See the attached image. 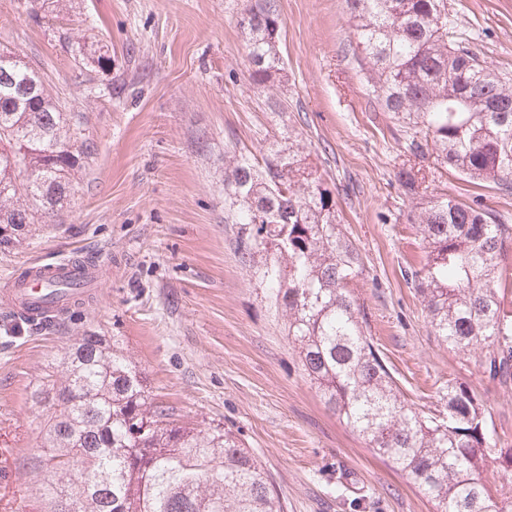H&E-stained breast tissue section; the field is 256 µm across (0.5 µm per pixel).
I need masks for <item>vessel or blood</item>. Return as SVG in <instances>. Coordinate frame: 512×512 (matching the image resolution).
Wrapping results in <instances>:
<instances>
[{
	"instance_id": "1",
	"label": "vessel or blood",
	"mask_w": 512,
	"mask_h": 512,
	"mask_svg": "<svg viewBox=\"0 0 512 512\" xmlns=\"http://www.w3.org/2000/svg\"><path fill=\"white\" fill-rule=\"evenodd\" d=\"M62 274L72 277L75 287L50 288V280ZM97 279V270L91 265L78 268L64 261L54 266H34L11 279L6 301L13 315L23 317L48 307L63 309L69 307L77 295L92 291Z\"/></svg>"
}]
</instances>
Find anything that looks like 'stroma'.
<instances>
[{
  "label": "stroma",
  "instance_id": "1",
  "mask_svg": "<svg viewBox=\"0 0 512 512\" xmlns=\"http://www.w3.org/2000/svg\"><path fill=\"white\" fill-rule=\"evenodd\" d=\"M256 0H67L62 15L88 59L74 58L26 0H0V50L39 69L97 151L54 216L0 249V287L36 262L85 257L89 301L29 327L0 296V512H50L37 466L45 411L31 390L86 332L122 340L151 396L176 419L222 423L266 472L283 512H433L394 465L324 406L261 284L265 253L224 221V162L298 145L331 190L363 273L355 293L375 346L409 402L439 416L449 384L477 392L488 426L512 445V382L483 352L448 350L404 272L425 258L395 174L406 137L372 99L345 0H276L283 69L248 78L238 20ZM470 47L512 77V0H449ZM105 50L111 62L94 63ZM435 188L480 198L512 224V193L456 172Z\"/></svg>",
  "mask_w": 512,
  "mask_h": 512
}]
</instances>
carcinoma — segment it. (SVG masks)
<instances>
[{
    "label": "carcinoma",
    "instance_id": "carcinoma-1",
    "mask_svg": "<svg viewBox=\"0 0 512 512\" xmlns=\"http://www.w3.org/2000/svg\"><path fill=\"white\" fill-rule=\"evenodd\" d=\"M62 0H28L37 20ZM355 52L369 92L405 129L408 150L475 182L512 190V79L465 42L448 0H346ZM249 79L266 85L281 70L279 14L260 0L242 15ZM66 122L35 65L0 52V227L32 224L70 196L72 172L95 146ZM81 149H76V143ZM421 169L404 167L405 195L419 194ZM227 224L245 226L246 250L267 253L262 279L288 323V338L328 410L389 459L436 512H512L496 498L488 463L501 439L483 401L450 383L440 419L408 405L368 337L353 289L362 274L355 247L336 223L331 192L293 146L274 142L263 164L241 155L225 168ZM426 243L410 272L434 335L458 353L486 350L494 377L512 378V225L479 202L434 191L416 215ZM45 407L43 495L68 496L73 512H281L256 458L217 424L199 429L151 399L143 373L116 336L90 333L61 371L31 392Z\"/></svg>",
    "mask_w": 512,
    "mask_h": 512
}]
</instances>
